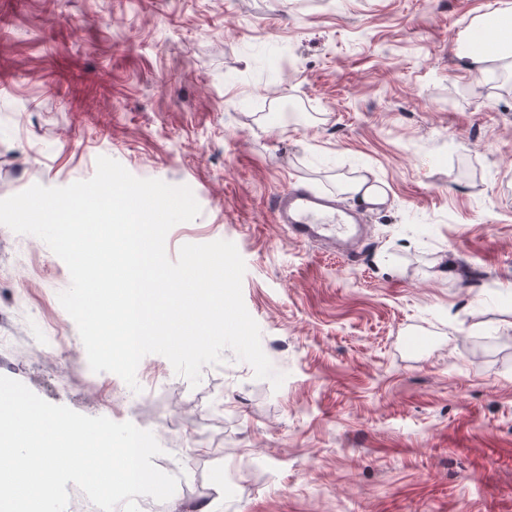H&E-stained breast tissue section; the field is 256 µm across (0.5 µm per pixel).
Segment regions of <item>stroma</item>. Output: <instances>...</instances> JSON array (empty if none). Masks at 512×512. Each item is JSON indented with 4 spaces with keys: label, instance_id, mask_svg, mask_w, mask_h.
<instances>
[{
    "label": "stroma",
    "instance_id": "obj_1",
    "mask_svg": "<svg viewBox=\"0 0 512 512\" xmlns=\"http://www.w3.org/2000/svg\"><path fill=\"white\" fill-rule=\"evenodd\" d=\"M497 2L0 0V199L101 156L189 187L168 257L236 245L285 375L92 372L67 266L0 225V375L151 431L178 486L140 512H512V72L455 53ZM359 169L387 202L352 257L276 223L274 193Z\"/></svg>",
    "mask_w": 512,
    "mask_h": 512
}]
</instances>
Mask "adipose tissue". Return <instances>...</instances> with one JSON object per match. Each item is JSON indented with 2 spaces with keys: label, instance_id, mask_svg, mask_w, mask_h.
I'll return each instance as SVG.
<instances>
[{
  "label": "adipose tissue",
  "instance_id": "ef3b65f1",
  "mask_svg": "<svg viewBox=\"0 0 512 512\" xmlns=\"http://www.w3.org/2000/svg\"><path fill=\"white\" fill-rule=\"evenodd\" d=\"M475 34L494 31L499 47L493 51H477L471 46H463L456 52L465 69L485 72L496 68H512V0H502L496 15L478 16L472 20Z\"/></svg>",
  "mask_w": 512,
  "mask_h": 512
}]
</instances>
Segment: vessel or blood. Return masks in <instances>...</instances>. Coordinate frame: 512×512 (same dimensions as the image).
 <instances>
[{
	"label": "vessel or blood",
	"mask_w": 512,
	"mask_h": 512,
	"mask_svg": "<svg viewBox=\"0 0 512 512\" xmlns=\"http://www.w3.org/2000/svg\"><path fill=\"white\" fill-rule=\"evenodd\" d=\"M271 209L277 223L287 225L292 238L303 242L344 241L349 224L355 221L333 197L298 186L276 194Z\"/></svg>",
	"instance_id": "1"
}]
</instances>
